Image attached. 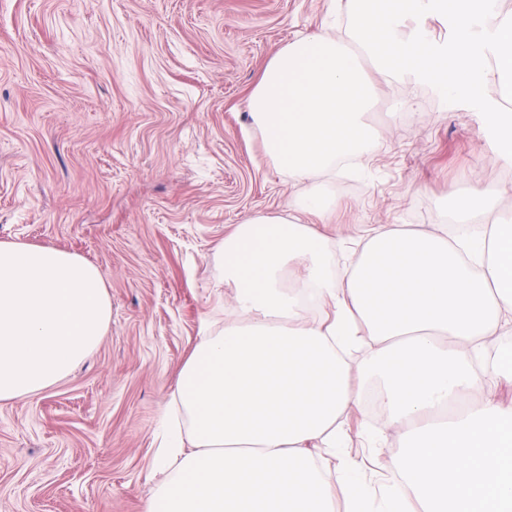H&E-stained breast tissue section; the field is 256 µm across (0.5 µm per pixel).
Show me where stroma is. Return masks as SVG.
Instances as JSON below:
<instances>
[{"instance_id": "stroma-1", "label": "stroma", "mask_w": 512, "mask_h": 512, "mask_svg": "<svg viewBox=\"0 0 512 512\" xmlns=\"http://www.w3.org/2000/svg\"><path fill=\"white\" fill-rule=\"evenodd\" d=\"M347 0H0V242L51 245L103 274L99 347L38 395L0 401V512H142L161 415L203 323L232 293L216 250L297 189L248 109L272 51ZM380 151L346 176L322 234L431 230L444 201L512 183L485 115L430 84H379Z\"/></svg>"}]
</instances>
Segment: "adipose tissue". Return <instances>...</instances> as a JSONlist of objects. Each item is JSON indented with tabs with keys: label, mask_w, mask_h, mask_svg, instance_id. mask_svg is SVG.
Wrapping results in <instances>:
<instances>
[{
	"label": "adipose tissue",
	"mask_w": 512,
	"mask_h": 512,
	"mask_svg": "<svg viewBox=\"0 0 512 512\" xmlns=\"http://www.w3.org/2000/svg\"><path fill=\"white\" fill-rule=\"evenodd\" d=\"M497 2L404 0L374 22L367 0H349L346 36H297L272 53L249 108L266 154L304 190L286 214H255L224 239L233 305L181 369L144 512H512V403L495 395L512 385V345L497 342L512 329V220L478 223L491 200L475 188L448 206L458 232L365 225L341 268L315 226L336 208L318 178L337 151L384 143L367 117L370 67L478 103L493 160L512 166V113L485 95L512 82V19L476 29ZM435 14L450 16L452 42L431 39ZM363 345L355 376L347 356ZM372 384L383 414L365 437H399L390 485L349 455L342 426Z\"/></svg>",
	"instance_id": "adipose-tissue-1"
}]
</instances>
